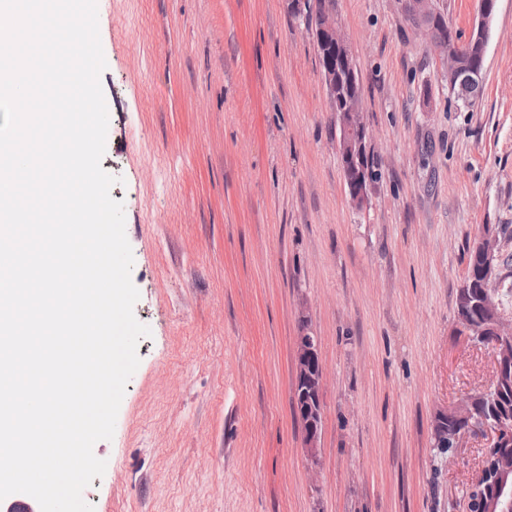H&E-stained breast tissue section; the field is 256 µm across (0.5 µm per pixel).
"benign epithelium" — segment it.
<instances>
[{
  "mask_svg": "<svg viewBox=\"0 0 512 512\" xmlns=\"http://www.w3.org/2000/svg\"><path fill=\"white\" fill-rule=\"evenodd\" d=\"M496 10L495 0H478L479 22L469 36L459 43H443L439 50L448 58V63L459 56L478 47L486 50L487 25ZM402 13L413 19L415 28L436 44L432 31L423 20L436 13L434 0H401ZM316 27L340 49L336 61H328L324 67V78L329 89L332 111L336 114L339 127L337 148L342 161L345 163V173L349 185V195L355 207H361L367 198L368 181L360 176L358 169V153L362 146L372 140L371 132L364 121L363 101L358 95H346L341 92L345 78L352 77L355 72V61L350 47L341 33L336 17L332 12L317 16ZM481 70H473L467 66L457 65L448 79V87L455 88L467 83V100H476L483 94ZM501 250L499 239L495 235H484L474 246V254L481 261L482 295L481 305L486 316V324L475 327L463 315L459 316V334L468 337L475 345L481 344L485 336L497 337V347L501 354L512 352V318L505 317L502 305L497 298L500 276L497 260ZM323 382V366L318 350L317 337L312 335L307 327H302L297 337L295 347L294 375V413L302 425L305 447L315 451L321 430L322 408L321 388ZM473 396L462 397L455 405L440 411L436 418L443 419L452 416L466 421V427L455 434L451 440L440 435V447L450 448V454L463 447L465 439L478 436L486 440L481 462L475 477L468 484L466 497L468 512H509L512 509V469L500 468L495 471L493 482L495 490L491 494L482 492L486 472L492 471V456L490 451L503 446L508 429L501 425L478 421L471 414Z\"/></svg>",
  "mask_w": 512,
  "mask_h": 512,
  "instance_id": "7a95c632",
  "label": "benign epithelium"
}]
</instances>
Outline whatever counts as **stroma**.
<instances>
[{
	"label": "stroma",
	"mask_w": 512,
	"mask_h": 512,
	"mask_svg": "<svg viewBox=\"0 0 512 512\" xmlns=\"http://www.w3.org/2000/svg\"><path fill=\"white\" fill-rule=\"evenodd\" d=\"M335 11L373 134L360 208L315 22L289 0H98L101 167L151 334L94 446V512H465L484 442L447 458L433 421L493 378L456 307L488 231L512 314V0L471 106L397 0ZM305 326L324 365L313 459L292 393Z\"/></svg>",
	"instance_id": "stroma-1"
}]
</instances>
